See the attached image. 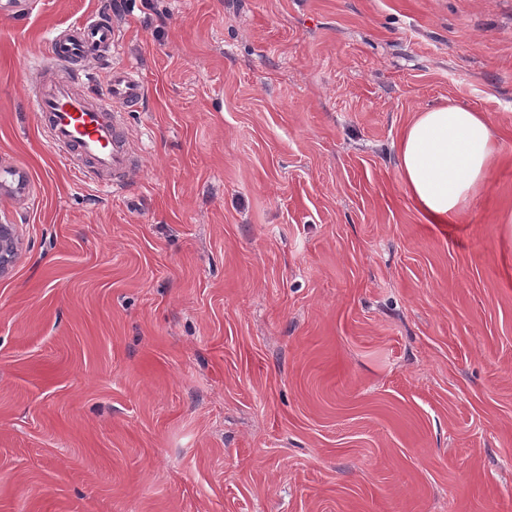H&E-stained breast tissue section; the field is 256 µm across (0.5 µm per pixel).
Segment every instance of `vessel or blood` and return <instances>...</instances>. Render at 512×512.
Returning a JSON list of instances; mask_svg holds the SVG:
<instances>
[{
	"mask_svg": "<svg viewBox=\"0 0 512 512\" xmlns=\"http://www.w3.org/2000/svg\"><path fill=\"white\" fill-rule=\"evenodd\" d=\"M48 64H34L37 82L27 105L55 150L59 162L82 180H100L104 189L120 187L134 168L119 111L135 109L147 87L130 66H112L106 88L85 90L86 61L114 56L119 34L109 13L102 12L49 40Z\"/></svg>",
	"mask_w": 512,
	"mask_h": 512,
	"instance_id": "obj_1",
	"label": "vessel or blood"
}]
</instances>
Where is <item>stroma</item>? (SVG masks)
Here are the masks:
<instances>
[{
  "label": "stroma",
  "mask_w": 512,
  "mask_h": 512,
  "mask_svg": "<svg viewBox=\"0 0 512 512\" xmlns=\"http://www.w3.org/2000/svg\"><path fill=\"white\" fill-rule=\"evenodd\" d=\"M111 8L148 86L107 192L26 61ZM492 123L453 224L419 109ZM0 512H512V0H29L0 15ZM490 121L456 103L419 111L397 145L400 180L429 224L456 221L499 152ZM19 240L16 226L0 224V274H4L14 263L18 253Z\"/></svg>",
  "instance_id": "obj_1"
}]
</instances>
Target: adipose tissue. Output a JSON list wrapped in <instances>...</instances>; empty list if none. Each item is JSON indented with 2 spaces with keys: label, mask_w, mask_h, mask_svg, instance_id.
Listing matches in <instances>:
<instances>
[{
  "label": "adipose tissue",
  "mask_w": 512,
  "mask_h": 512,
  "mask_svg": "<svg viewBox=\"0 0 512 512\" xmlns=\"http://www.w3.org/2000/svg\"><path fill=\"white\" fill-rule=\"evenodd\" d=\"M499 152L487 117L448 103L419 111L397 145L400 180L427 223L456 221Z\"/></svg>",
  "instance_id": "obj_1"
}]
</instances>
